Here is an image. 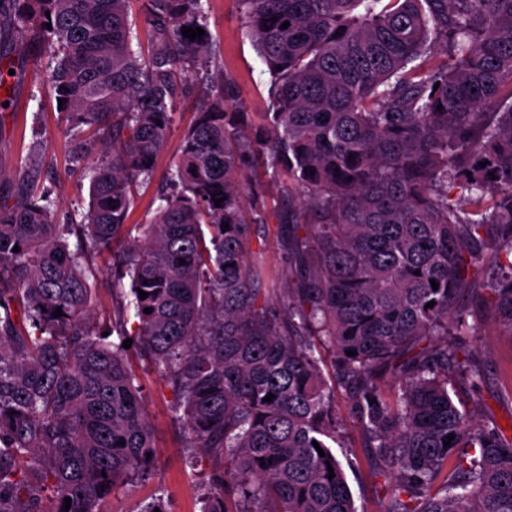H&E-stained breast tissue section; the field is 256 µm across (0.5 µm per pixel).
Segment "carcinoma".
<instances>
[{"mask_svg":"<svg viewBox=\"0 0 512 512\" xmlns=\"http://www.w3.org/2000/svg\"><path fill=\"white\" fill-rule=\"evenodd\" d=\"M129 2L0 0V36L53 55L69 132L106 150L79 220L57 223L35 184L0 198V512H105L151 478L128 338L176 396L191 466L224 461L201 512H357L338 390L384 477L378 512H512V436L456 400L484 378L475 308L512 335V0H239L268 111L247 137L221 77L149 224L128 223L136 188L221 46L208 0H145L136 49ZM257 163L299 192L279 212L286 267L266 258ZM108 250L104 336L91 280ZM156 509L160 487L136 512Z\"/></svg>","mask_w":512,"mask_h":512,"instance_id":"cac0c4a2","label":"carcinoma"}]
</instances>
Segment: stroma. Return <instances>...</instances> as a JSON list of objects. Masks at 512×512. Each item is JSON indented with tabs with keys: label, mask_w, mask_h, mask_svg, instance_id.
<instances>
[{
	"label": "stroma",
	"mask_w": 512,
	"mask_h": 512,
	"mask_svg": "<svg viewBox=\"0 0 512 512\" xmlns=\"http://www.w3.org/2000/svg\"><path fill=\"white\" fill-rule=\"evenodd\" d=\"M209 30L222 45L216 71L231 78L238 87V105L251 120L266 111L270 77L253 48L238 0H209ZM202 88L190 83L179 100L174 122L155 163L152 179L141 189L129 221L147 224L153 219L159 184L167 177L180 154L184 130L194 119ZM11 96L15 109H0V197H15L28 178L52 187L59 215L85 211L89 201L87 167L102 153L101 145L80 148L67 129L55 90L48 82L45 66L28 61L21 76L14 78ZM95 295L92 314L96 328H106L112 312V257H95ZM470 349L485 368L479 390L462 388L458 397L480 422L512 425V335H507L491 319L476 325ZM148 415L155 430L156 448L153 477L148 482L120 489L107 504L108 512H131L155 487H164L172 512H200L198 496L208 476L219 466L209 463L189 468L181 446V434L173 417L175 398L156 373L143 377ZM337 412L342 418L343 446L340 460L349 464L348 480L358 512H377V496L382 480L376 476L369 449L363 448L345 392L336 395Z\"/></svg>",
	"instance_id": "stroma-1"
}]
</instances>
